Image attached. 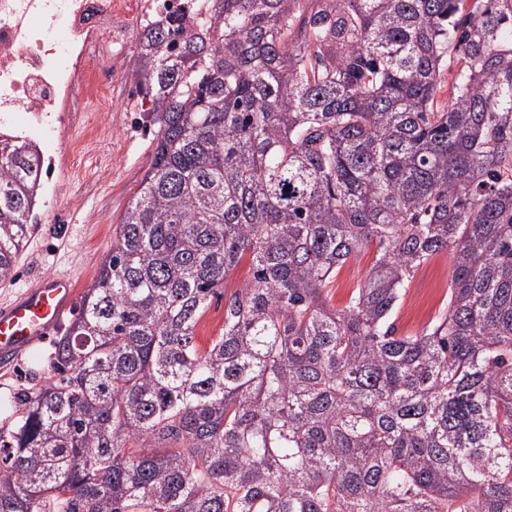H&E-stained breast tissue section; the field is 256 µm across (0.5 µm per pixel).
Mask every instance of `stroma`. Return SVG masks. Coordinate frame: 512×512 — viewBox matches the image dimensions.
<instances>
[{"label":"stroma","instance_id":"stroma-1","mask_svg":"<svg viewBox=\"0 0 512 512\" xmlns=\"http://www.w3.org/2000/svg\"><path fill=\"white\" fill-rule=\"evenodd\" d=\"M148 107L136 93L129 66L117 82L110 111L91 113V135L59 125L42 140L45 157L55 162L45 182L46 206L41 223L32 226L17 255L11 277L0 281V302L59 272L74 278L77 293L88 288L153 156ZM451 275L447 252L418 268L394 316L398 334H417L434 325L447 308ZM54 341L46 336L21 359L0 362L1 399L54 380Z\"/></svg>","mask_w":512,"mask_h":512}]
</instances>
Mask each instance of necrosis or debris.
<instances>
[{
  "label": "necrosis or debris",
  "instance_id": "obj_1",
  "mask_svg": "<svg viewBox=\"0 0 512 512\" xmlns=\"http://www.w3.org/2000/svg\"><path fill=\"white\" fill-rule=\"evenodd\" d=\"M188 0H0V135L12 116L44 132L51 113L72 112L77 98L96 111L112 104L114 77L126 61L135 22L165 20Z\"/></svg>",
  "mask_w": 512,
  "mask_h": 512
}]
</instances>
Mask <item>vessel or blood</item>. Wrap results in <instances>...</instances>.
Masks as SVG:
<instances>
[{"label": "vessel or blood", "instance_id": "vessel-or-blood-1", "mask_svg": "<svg viewBox=\"0 0 512 512\" xmlns=\"http://www.w3.org/2000/svg\"><path fill=\"white\" fill-rule=\"evenodd\" d=\"M73 296L68 277L52 275L0 306V360H18L59 322Z\"/></svg>", "mask_w": 512, "mask_h": 512}]
</instances>
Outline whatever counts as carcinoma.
<instances>
[{"label":"carcinoma","instance_id":"1","mask_svg":"<svg viewBox=\"0 0 512 512\" xmlns=\"http://www.w3.org/2000/svg\"><path fill=\"white\" fill-rule=\"evenodd\" d=\"M134 64L152 161L62 377L0 405V512H512V0H206ZM41 180L0 138V281ZM445 250L448 310L397 335ZM375 257L374 247L364 249L357 257L347 262L330 285L332 303L342 306L354 285L364 279ZM215 320V323L210 328L203 330L202 324L207 320ZM224 297L214 298L207 308L206 312L202 316L200 323L196 330V335L199 337V341H206L210 336L223 327L224 323Z\"/></svg>","mask_w":512,"mask_h":512}]
</instances>
